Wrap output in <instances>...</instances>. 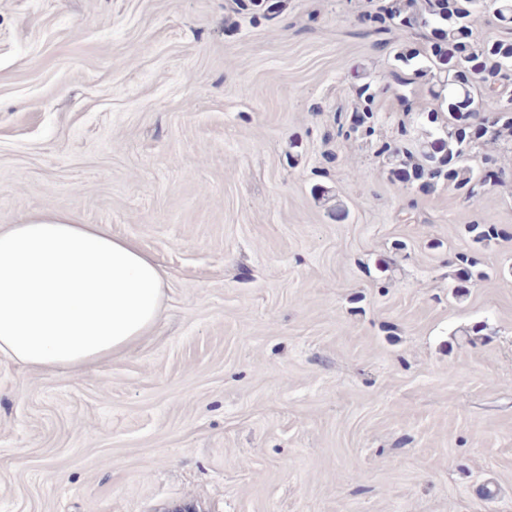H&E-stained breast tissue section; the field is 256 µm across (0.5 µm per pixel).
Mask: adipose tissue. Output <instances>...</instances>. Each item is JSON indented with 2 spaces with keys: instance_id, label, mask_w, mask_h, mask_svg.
Returning a JSON list of instances; mask_svg holds the SVG:
<instances>
[{
  "instance_id": "ef3b65f1",
  "label": "adipose tissue",
  "mask_w": 512,
  "mask_h": 512,
  "mask_svg": "<svg viewBox=\"0 0 512 512\" xmlns=\"http://www.w3.org/2000/svg\"><path fill=\"white\" fill-rule=\"evenodd\" d=\"M158 265L104 224L45 214L0 228V355L33 369L88 367L153 329Z\"/></svg>"
}]
</instances>
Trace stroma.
<instances>
[{"label": "stroma", "instance_id": "1", "mask_svg": "<svg viewBox=\"0 0 512 512\" xmlns=\"http://www.w3.org/2000/svg\"><path fill=\"white\" fill-rule=\"evenodd\" d=\"M368 7L0 0V226L109 225L165 282L95 368L0 355V512H512V187L390 181L389 94L337 138L420 45ZM455 265L457 268L454 273V279L458 282L457 288L468 287V284L475 281V278L480 274H476L474 271L476 261L466 253H459L456 256ZM481 276L480 274V277Z\"/></svg>", "mask_w": 512, "mask_h": 512}]
</instances>
